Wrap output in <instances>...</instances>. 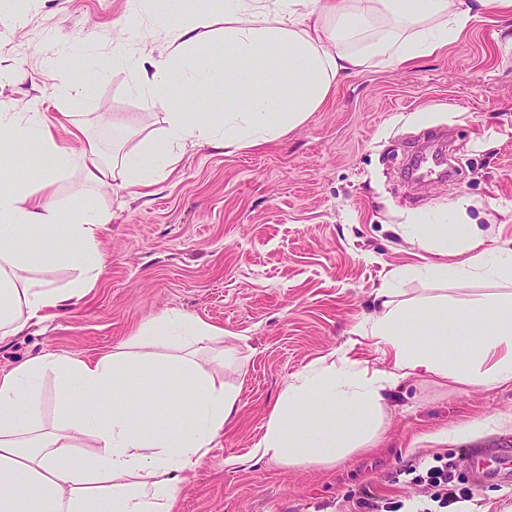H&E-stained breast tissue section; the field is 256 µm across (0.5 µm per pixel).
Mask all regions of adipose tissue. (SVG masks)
Listing matches in <instances>:
<instances>
[{"label": "adipose tissue", "mask_w": 512, "mask_h": 512, "mask_svg": "<svg viewBox=\"0 0 512 512\" xmlns=\"http://www.w3.org/2000/svg\"><path fill=\"white\" fill-rule=\"evenodd\" d=\"M187 19L169 17L144 27L129 17L124 32L164 47L134 61L135 92L164 111L159 131L166 148L150 164L137 156L105 160L83 128L72 144H57L37 104L0 113V175L7 150L26 145L47 153L55 171L80 169L92 185L119 184L148 195L174 172L187 146L242 150L283 137L317 111L332 85L364 67L390 68L433 55L474 20L475 8L495 10L512 0H191ZM224 21L225 52L196 59L199 29ZM218 88L226 106L196 112L174 97V83ZM471 202L459 198L444 224L408 218L402 236L432 253V261L390 271L378 294L381 311L357 331L393 353L391 371L371 370L346 357L319 360L282 390L250 451L254 462L329 466L372 443L389 388L431 374L462 384L512 385V293L450 305L448 295L427 299L410 316L398 297L407 279L454 285L512 283V248L485 246L467 228ZM109 212L83 204L61 206L26 185L0 187V346L60 310L78 306L103 269L100 234ZM464 225L460 237L448 234ZM45 239L65 233L70 246L31 256L18 248L30 229ZM63 267L70 280L54 285L40 269ZM470 318L479 335L465 364L424 336H448L447 308ZM208 351V365L196 356ZM224 368V332L173 313L150 319L126 344L95 360L35 355L0 374V512H175L181 488L224 435L238 411V390L217 375ZM54 381L52 405L42 383ZM138 388L140 399L115 402ZM80 392L82 404L70 396ZM188 407L163 421L174 396Z\"/></svg>", "instance_id": "obj_1"}]
</instances>
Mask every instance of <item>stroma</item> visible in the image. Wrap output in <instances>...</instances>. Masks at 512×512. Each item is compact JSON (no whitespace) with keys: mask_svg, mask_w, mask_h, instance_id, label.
<instances>
[{"mask_svg":"<svg viewBox=\"0 0 512 512\" xmlns=\"http://www.w3.org/2000/svg\"><path fill=\"white\" fill-rule=\"evenodd\" d=\"M183 0H0V108L24 111L37 98L47 116L72 113L104 158L156 138L162 111L133 91L128 43L114 57L116 30L130 15L144 23L177 14ZM29 48L27 57L16 54ZM59 60L52 75L42 63ZM82 83L79 103L58 86ZM452 134L459 175L410 194L407 158L417 139ZM47 155L18 150L14 179L60 204L87 199L111 212L102 232L104 267L83 303L0 347V372L40 353L96 359L143 323L180 312L223 329L224 383L239 391L234 423L197 468L177 512H361L362 490L409 501L410 464L462 458L512 445V387L456 384L432 375L401 380L385 402L369 448L329 467L253 464L246 456L292 376L343 353L372 369L392 360L356 333L375 313L376 295L396 267L423 261L400 226L410 215L442 212L466 197L468 215L490 247L512 246V8L480 12L434 55L394 68L369 67L341 79L321 107L287 136L232 154L188 148L179 167L133 198L94 188L78 170L52 174ZM401 301L416 310L448 294L462 301L493 288L410 279ZM238 466H228V458ZM458 487L468 512H512V477Z\"/></svg>","mask_w":512,"mask_h":512,"instance_id":"obj_1","label":"stroma"}]
</instances>
